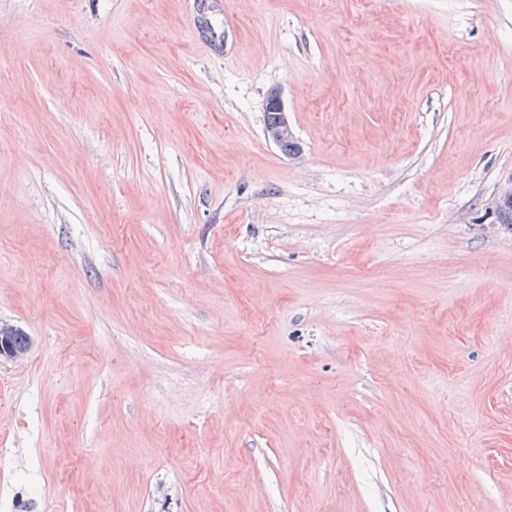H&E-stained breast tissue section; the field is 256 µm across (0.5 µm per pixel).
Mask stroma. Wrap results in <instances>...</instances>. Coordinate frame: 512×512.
<instances>
[{
	"mask_svg": "<svg viewBox=\"0 0 512 512\" xmlns=\"http://www.w3.org/2000/svg\"><path fill=\"white\" fill-rule=\"evenodd\" d=\"M197 3L0 0V487L512 512V0ZM211 9L204 15L193 14L190 16V23L193 28H203L205 32V44L214 51H222L226 40L223 20L219 24H212L209 13L224 16V1L214 0ZM266 109H274L278 112L277 125L272 126L270 128L265 127L264 129V133L267 139L277 146H279L281 141L284 139H295L293 130L288 121V110L286 104L278 88H273L268 93L266 99ZM274 110H267L266 124H274L276 122L277 112ZM279 148L284 154L288 156L292 154L293 158H300L303 153V148L301 147V145H296L292 140L282 142ZM7 345L12 351L13 356H25L31 347V338L21 329L11 326H0V346Z\"/></svg>",
	"mask_w": 512,
	"mask_h": 512,
	"instance_id": "obj_1",
	"label": "stroma"
}]
</instances>
